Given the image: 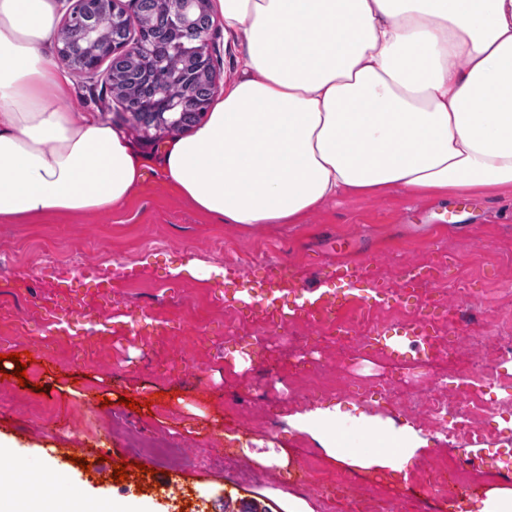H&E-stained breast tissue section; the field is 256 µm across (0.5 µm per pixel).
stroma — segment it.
<instances>
[{
  "instance_id": "1",
  "label": "stroma",
  "mask_w": 512,
  "mask_h": 512,
  "mask_svg": "<svg viewBox=\"0 0 512 512\" xmlns=\"http://www.w3.org/2000/svg\"><path fill=\"white\" fill-rule=\"evenodd\" d=\"M63 108L94 112L122 128L150 166H157L170 132L137 124L111 89L76 78ZM197 260V273L184 269ZM287 260L299 270L332 271L352 261L370 263L373 280L398 288L411 264L438 268L417 298L414 313L446 297L445 321L460 337L436 341L417 363L365 349L336 347L307 318L262 335L243 331L239 312L225 314V291L250 288L238 269L264 274ZM90 266L112 279V301L78 287L64 333L38 330L41 307L54 298L56 268ZM222 276H207L208 268ZM512 195L414 196L396 189L380 196L346 195L322 204L300 224H270L246 231L218 224L171 188L146 178L132 198L109 212L51 215L28 224L0 223V437L12 442L8 458L24 483L53 471L44 494L78 491L101 501L122 500L140 512H287L289 498L306 500L314 512H361L379 493L388 512H447L448 486L427 493L417 481L444 459L481 457L498 467L501 449L512 448V361L495 363L499 345L512 344ZM102 340L85 356L90 328ZM326 365L342 361L338 384L314 387L277 373L279 357L300 351ZM459 359L449 363V345ZM29 353L27 378L13 376L5 352ZM244 367H237V360ZM497 367L481 393L492 408L480 436L448 437L425 431L426 455L408 481L348 475L349 491L323 495L326 476L342 473L308 436L291 429L288 415L336 400L396 423L419 425L401 402L436 393L463 394L474 367ZM138 408L122 405V397ZM179 444L182 460L169 465L135 453L133 437ZM116 448L128 480L102 479L62 460V448ZM289 453L281 468L257 455ZM151 474L137 488L140 467ZM180 482L183 499L166 490L161 472ZM189 507H181V500Z\"/></svg>"
}]
</instances>
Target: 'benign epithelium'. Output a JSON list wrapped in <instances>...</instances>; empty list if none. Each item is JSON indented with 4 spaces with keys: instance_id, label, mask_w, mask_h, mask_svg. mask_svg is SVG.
Here are the masks:
<instances>
[{
    "instance_id": "1",
    "label": "benign epithelium",
    "mask_w": 512,
    "mask_h": 512,
    "mask_svg": "<svg viewBox=\"0 0 512 512\" xmlns=\"http://www.w3.org/2000/svg\"><path fill=\"white\" fill-rule=\"evenodd\" d=\"M209 0H154L159 22L139 33L134 40L125 36L102 43L98 19L107 13L115 27L129 28L139 16L145 0H74L65 25H76L89 50L86 65L77 75L93 78L110 87L118 96L124 90L119 79V63L138 59L144 67L166 68L174 82L184 85V93L174 96L168 87L144 83L146 108L132 116L140 124L179 132L198 119L220 88L221 74L207 50L213 21Z\"/></svg>"
}]
</instances>
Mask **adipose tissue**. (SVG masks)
Segmentation results:
<instances>
[{"label":"adipose tissue","instance_id":"obj_1","mask_svg":"<svg viewBox=\"0 0 512 512\" xmlns=\"http://www.w3.org/2000/svg\"><path fill=\"white\" fill-rule=\"evenodd\" d=\"M241 46L158 179L217 222L296 224L342 193H512V0H210ZM61 0H0V222L105 212L147 165L123 130L60 102ZM350 471L405 480L428 441L359 408L289 416ZM8 512H127L29 487Z\"/></svg>","mask_w":512,"mask_h":512}]
</instances>
